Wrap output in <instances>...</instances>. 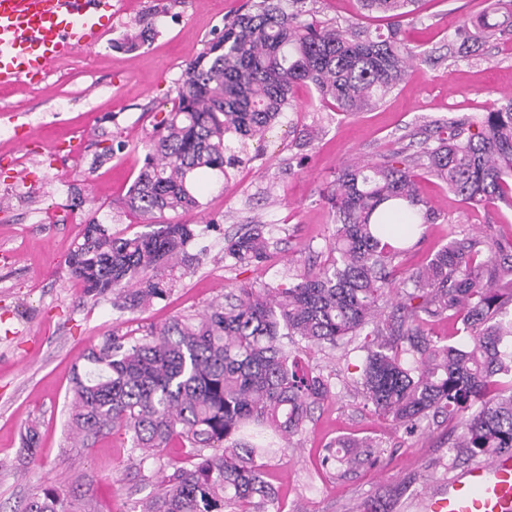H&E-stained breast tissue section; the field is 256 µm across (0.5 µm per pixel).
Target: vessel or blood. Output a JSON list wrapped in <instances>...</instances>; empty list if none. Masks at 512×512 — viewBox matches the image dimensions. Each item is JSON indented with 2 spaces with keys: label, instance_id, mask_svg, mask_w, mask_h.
Returning <instances> with one entry per match:
<instances>
[{
  "label": "vessel or blood",
  "instance_id": "vessel-or-blood-1",
  "mask_svg": "<svg viewBox=\"0 0 512 512\" xmlns=\"http://www.w3.org/2000/svg\"><path fill=\"white\" fill-rule=\"evenodd\" d=\"M93 0H0V86H24L59 57L95 48ZM424 512H512V457L468 468L430 496Z\"/></svg>",
  "mask_w": 512,
  "mask_h": 512
}]
</instances>
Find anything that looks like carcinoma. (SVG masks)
<instances>
[{
    "label": "carcinoma",
    "mask_w": 512,
    "mask_h": 512,
    "mask_svg": "<svg viewBox=\"0 0 512 512\" xmlns=\"http://www.w3.org/2000/svg\"><path fill=\"white\" fill-rule=\"evenodd\" d=\"M288 1L301 2L247 0L190 65L125 198L130 210L152 217L200 208L197 176L226 177L250 160L248 142L292 107L297 84L342 114L361 112L382 102L416 58L404 25L424 0H360L390 20L385 31L321 25L300 8L286 12ZM511 34L512 0H493L473 34L448 40V56L465 61L468 43ZM417 167L468 204L512 210V95L478 116L435 121L413 153L406 145L342 168L322 195L335 230L317 272L240 285L223 303L137 339L114 333L85 356L95 372L74 369L68 426L82 441L124 432L131 452L157 455L176 439L198 459L163 476L140 512H282L263 459L285 446L271 437L299 433L311 406L331 394L321 374L299 368L302 342L334 349L349 336L371 337L356 384L374 413L407 434L439 416L465 424L448 445L455 464L512 456V238L493 224L475 236L451 226L448 243L395 287V260L438 219ZM194 237L189 224L125 237L92 220L66 264L86 293L131 311L166 297L179 264L192 260ZM271 239V227L252 224L225 241L224 256L261 262ZM441 319L460 322L473 347L430 335ZM380 454L374 441L342 437L325 463L341 479ZM21 512L78 509L52 490Z\"/></svg>",
    "instance_id": "carcinoma-1"
}]
</instances>
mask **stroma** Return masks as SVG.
<instances>
[{"mask_svg": "<svg viewBox=\"0 0 512 512\" xmlns=\"http://www.w3.org/2000/svg\"><path fill=\"white\" fill-rule=\"evenodd\" d=\"M96 0L104 28L99 45L55 61L39 82L0 88V507L11 512L51 489L76 496L82 512H139L158 487L152 462L131 455V440L112 433L91 444L69 434L66 402L74 367L113 333L141 337L178 316L200 313L241 284L278 282L288 267H317L334 226L321 196L353 160L377 159L405 146L407 134L433 121L476 115L512 93V36L480 45L474 59L454 65L416 62L377 106L345 116L322 105L310 86L293 90L251 162L230 179L204 173L196 182L201 207L167 212L159 222L193 225V256L167 298L146 310L118 312L110 300L86 295L65 258L89 220L133 236L157 220L122 207L148 151L154 126L172 107L189 64L245 0ZM490 0H425L407 36L418 50L443 46ZM321 24L347 20L371 28L358 0H306ZM151 27L149 40L130 50L127 37ZM419 185L438 214L425 238L395 270L404 279L448 242L449 227L469 232L493 224L512 233V210L463 203L427 174ZM246 224L273 229L268 258L241 266L224 256V240ZM364 356L357 343L333 353L300 347L302 363L332 385L288 448L267 462L283 512H424V502L449 478L448 437L463 429L444 418L408 435L366 406L351 384ZM40 438L22 450L31 423ZM380 439L385 453L350 478L323 464L326 449L350 436Z\"/></svg>", "mask_w": 512, "mask_h": 512, "instance_id": "1", "label": "stroma"}]
</instances>
